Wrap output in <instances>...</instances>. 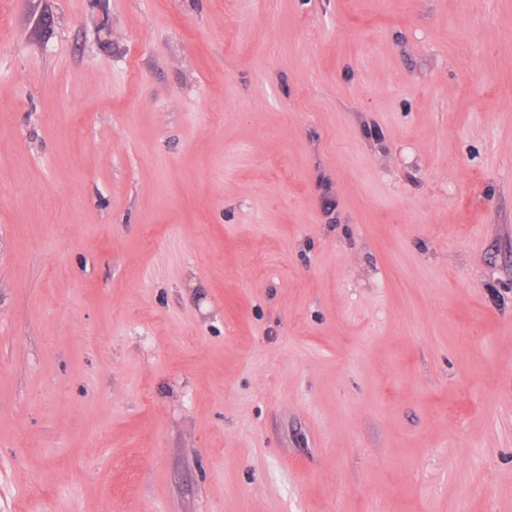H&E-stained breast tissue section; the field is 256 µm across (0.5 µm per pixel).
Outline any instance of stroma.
<instances>
[{
  "mask_svg": "<svg viewBox=\"0 0 512 512\" xmlns=\"http://www.w3.org/2000/svg\"><path fill=\"white\" fill-rule=\"evenodd\" d=\"M0 512H512V0H0Z\"/></svg>",
  "mask_w": 512,
  "mask_h": 512,
  "instance_id": "obj_1",
  "label": "stroma"
}]
</instances>
